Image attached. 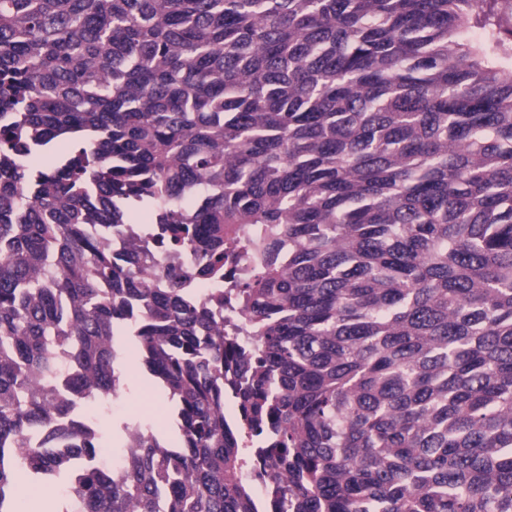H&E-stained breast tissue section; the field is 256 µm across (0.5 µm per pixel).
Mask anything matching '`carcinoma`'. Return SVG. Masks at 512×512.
<instances>
[{
	"label": "carcinoma",
	"mask_w": 512,
	"mask_h": 512,
	"mask_svg": "<svg viewBox=\"0 0 512 512\" xmlns=\"http://www.w3.org/2000/svg\"><path fill=\"white\" fill-rule=\"evenodd\" d=\"M498 2L0 0V512L22 477L65 478L61 512H255L239 428L273 512H512ZM130 207L204 276L245 250L213 299L255 353L139 244L112 255L101 234ZM55 343L97 406L132 350L176 437L124 425L123 445L141 436L118 479L31 447L67 412ZM222 314L224 317V334L226 336H233L234 341L246 354L255 350L258 344V339L256 336H252L249 327L239 320L230 309L224 308ZM229 324L233 325L231 334L226 330Z\"/></svg>",
	"instance_id": "carcinoma-1"
}]
</instances>
